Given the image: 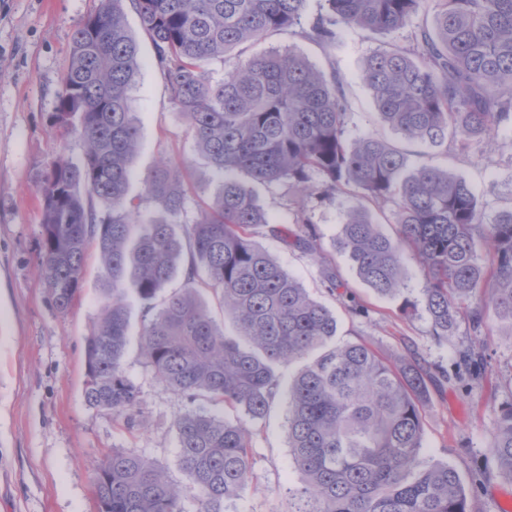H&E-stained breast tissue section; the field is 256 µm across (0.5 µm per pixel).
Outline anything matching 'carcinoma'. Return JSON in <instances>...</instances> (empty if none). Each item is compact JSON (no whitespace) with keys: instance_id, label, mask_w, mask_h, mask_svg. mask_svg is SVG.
Segmentation results:
<instances>
[{"instance_id":"cac0c4a2","label":"carcinoma","mask_w":512,"mask_h":512,"mask_svg":"<svg viewBox=\"0 0 512 512\" xmlns=\"http://www.w3.org/2000/svg\"><path fill=\"white\" fill-rule=\"evenodd\" d=\"M149 35L171 101L197 152L220 179L212 201L183 232L145 222L129 197L140 128L130 92L140 48L124 2ZM435 2L433 24L406 46L362 62L381 122L433 150L472 149L512 115V0H101L76 28L51 127L84 144L80 163L59 158L42 187L41 271L56 309L82 288L90 242L102 263V304L85 340L91 383L86 403L133 433L143 425L139 390L122 365L130 336L126 284L142 303L140 352L157 382L186 401L175 427L178 464L197 512H227L254 479L253 426L281 391L278 365L313 357L288 384L289 448L302 486L290 512H469L468 495L446 461L421 456L420 410L427 373L409 360L392 366L364 342L326 344L336 317L251 240L259 226L285 246L315 250L307 201L355 197L335 246L380 296L402 291L403 245L418 256L431 335L453 333L459 305L474 301L512 320V210L488 222L469 183L433 164L409 168L407 154L373 135H346L341 76L317 69L297 49L236 60L214 81L209 61L276 32L322 47L341 26L388 34ZM244 172L296 194L292 231L272 225ZM147 202L170 216L185 210L177 170L159 164ZM392 212L398 238L382 234L371 208ZM490 256L485 265L482 252ZM184 285L156 307L176 276ZM221 293L235 334L201 302L199 286ZM459 363L481 380L473 348ZM240 413L230 420L196 407ZM501 478L512 481V399L501 404L492 438ZM96 512H185V492L133 449H112L93 470Z\"/></svg>"}]
</instances>
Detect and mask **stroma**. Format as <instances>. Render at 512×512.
<instances>
[{
	"instance_id": "obj_1",
	"label": "stroma",
	"mask_w": 512,
	"mask_h": 512,
	"mask_svg": "<svg viewBox=\"0 0 512 512\" xmlns=\"http://www.w3.org/2000/svg\"><path fill=\"white\" fill-rule=\"evenodd\" d=\"M100 5L101 0H0V512H95L93 469L115 448L136 449L173 484L191 486L178 466L175 428L185 404L156 382L140 354V302L134 295L126 297L131 330L123 371L139 389L146 423L145 431L134 436L84 399L85 338L102 301L96 246L87 248L82 290L67 313L55 308L41 272V181L57 154L74 164L83 154L79 139L60 146L48 115L61 90L74 31ZM127 22L141 47L130 92L141 138L129 194L143 195L147 175L160 162L181 166L188 201L177 221L189 224L216 193L218 181L198 157L187 121L168 97L136 14L128 13ZM407 37L404 30L379 36L346 27L339 43L326 49L281 34L248 51L298 46L318 68L342 77L350 137L381 136L405 149L413 165L432 162L463 176L486 217L512 210V129L499 131L467 155H437L406 143L380 122L362 81V60L387 43H406ZM352 203L349 194L340 193L333 204L311 210L317 254L286 247L262 228L254 240L334 314L338 341L363 340L390 363L417 359L428 368L421 400L422 456L456 468L470 512H505L512 482L498 477L488 448L498 407L512 399V324L485 307L481 330H473L470 315L463 313L447 342L436 344L423 300L424 273L412 251L402 259V294L386 298L362 282L346 253L334 249ZM327 266L336 274L335 284L323 275ZM469 346L481 354L486 375L467 387L451 373L458 350ZM288 432V397L283 394L255 427V476L235 512H288V489L301 481L291 465Z\"/></svg>"
}]
</instances>
